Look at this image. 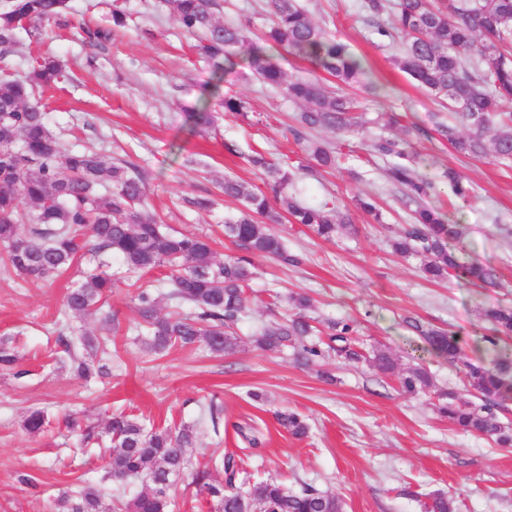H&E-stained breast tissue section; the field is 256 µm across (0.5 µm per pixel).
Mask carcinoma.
Wrapping results in <instances>:
<instances>
[{"label": "carcinoma", "mask_w": 512, "mask_h": 512, "mask_svg": "<svg viewBox=\"0 0 512 512\" xmlns=\"http://www.w3.org/2000/svg\"><path fill=\"white\" fill-rule=\"evenodd\" d=\"M180 30L200 38L197 49L219 72L235 64L239 53L252 76L280 90L303 110L292 128L295 139L325 128L341 135L355 133L365 124L359 100L347 89L365 75L363 62L347 44L314 23L298 0H270L273 19L259 40L233 24L214 18L216 0H167ZM68 0H8L0 7V46L18 42L20 32L37 40L48 35L47 25L68 10ZM371 32L379 40L397 36L405 43L395 64L416 86L448 105L467 128L441 124L437 132L458 153L473 158L488 154L504 164L512 162V0H362ZM284 49L309 61L336 79L332 91L316 77L287 80L273 60V52ZM61 75L60 62L43 57L23 77L0 76V245L4 264L18 276L49 281L66 272L78 259L82 242L94 240L91 251L116 256L133 270L169 269L171 288L165 296L173 310L159 311L157 297L148 288L139 289L136 311L150 333L147 347L163 353L174 347L202 345L213 353L234 348L230 330L250 311L248 290L254 278L253 257L264 256L285 264L298 258L288 254L282 237L272 225L282 223L287 213L291 224H304L318 236L333 238L340 225L350 223L326 201L302 203L288 194L297 182V168L270 162L258 150L248 162L265 176L267 192H256L245 183L224 178V197L240 202L237 211L224 217V234L245 255L219 263L208 237L171 232L158 223L150 210L143 175L137 167L126 170L107 164L96 151H65L49 128L46 113L36 95L55 84ZM419 128L403 127L405 138L378 136L370 151L390 158L386 182L415 204L411 223L391 239L393 251L420 261L429 281L464 278L479 288L498 287L496 268L491 264L458 263L455 251L461 232L445 222L442 213L421 204L433 190L423 178L416 161L404 149L405 139ZM309 154L321 168L339 166L338 152L311 142ZM448 191L459 201L474 196L472 184L463 175L443 173ZM282 206L277 211L273 203ZM117 284L104 271L90 273L85 282L69 291L65 307L74 315L102 309ZM293 313L272 321L257 332L254 343L265 350L289 347L304 365L316 363L333 353L348 362L364 358L356 345L355 321L328 320L310 315L311 299L301 293L289 296ZM482 325L474 329L476 342L485 344L493 358L489 364L463 362L464 381L470 398L455 391L437 396L438 414L454 426L490 438L504 447L512 445V429L497 418L507 398L512 397V301H498L481 312ZM423 345L452 361L460 359L458 336L426 327L416 319L406 320ZM78 377L89 380L108 374L104 360L111 357L104 339L92 332L80 338L82 353L74 342L59 339ZM12 340H0V370L13 369L19 355ZM373 364L383 374L397 377L407 394L432 386L429 373L412 364L399 368L398 358L386 349L373 354ZM278 424L292 436L307 435L306 420L295 412L276 413ZM112 450L108 475L118 482L149 477L147 488L130 499L116 496L109 507L89 486L66 491L55 500L57 512H169L172 478L190 468L186 448L192 445L193 430L184 426L147 429L124 414L112 415L105 427ZM216 465L224 479L210 470L192 472L196 496L215 506V512H342V501L304 483L290 491L270 477L253 483L231 452ZM427 512H456L452 499L434 493Z\"/></svg>", "instance_id": "cac0c4a2"}]
</instances>
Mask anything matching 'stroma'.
<instances>
[{
	"label": "stroma",
	"instance_id": "35a3bbf8",
	"mask_svg": "<svg viewBox=\"0 0 512 512\" xmlns=\"http://www.w3.org/2000/svg\"><path fill=\"white\" fill-rule=\"evenodd\" d=\"M217 21L234 23L258 35L268 25L266 0H217ZM313 21L349 45L361 57L376 90H356L371 118L368 129L343 138L317 130L313 139L341 149L336 171L311 165L305 146L290 128L300 107L253 79L244 63L215 73L197 50V37L175 25L165 0H70L67 18L51 37H21L0 54V73L24 74L40 57L64 63L62 77L44 91L41 104L49 127L65 148L90 147L109 164H135L146 177L149 202L172 229L208 234L217 261L239 250L224 234V216L235 211L221 200L208 211L194 199L214 195L224 178L264 187L262 175L246 156L265 151L276 162L306 166L296 184L308 204L335 201L350 214L351 224L333 239L318 237L309 227L283 223L277 230L295 266L255 258L257 276L249 317L234 329L236 345L216 355L205 348L150 352L147 333L136 329L138 287L166 291L168 270L134 272L116 257L84 256L50 283H24L0 265V338H11L20 360L0 371V512H51L60 493L79 485L133 494L142 480L112 482L103 456L109 439L108 417L134 416L147 427L191 425L195 438L187 453L194 466H208L223 479L214 462L232 452L258 482L274 476L297 490L308 483L339 496L344 512H426L431 494L453 497L457 512H512V447H503L475 433L458 430L435 408L439 391H462L460 363L419 351L420 340L405 324L412 317L423 324L456 333L463 361L486 363L470 330L481 308L512 297V165L494 158L458 154L435 132L436 121H451L448 109L414 86L394 63L403 42L372 38L357 0H301ZM121 5L126 24L114 28L112 10ZM113 29L111 40L92 44L87 31ZM235 95L247 103V117L225 112L222 98ZM210 113L211 127H193L189 113ZM400 114L403 124L420 129L407 150L420 173L435 185L424 205L440 210L460 225L456 255L460 264L490 262L499 285L482 289L454 278L434 284L422 278L417 259L393 254L388 239L407 224L409 207L401 193L387 185L385 160L369 155L371 137L396 136L388 123ZM465 175L475 187L469 206L453 205L446 170ZM358 195L377 196L385 222L355 209ZM103 268L116 280L103 320L95 313L64 315L65 295L84 282L88 272ZM307 293L313 316L353 319L366 355L349 363L328 359L322 366L297 364L291 353L262 350L252 337L258 327L280 315L273 293ZM110 333L112 373L84 382L75 377L59 340L79 339L83 332ZM390 350L401 365L420 363L431 375L432 392L407 395L395 378L379 373L368 357ZM331 371L324 382L319 369ZM263 393L262 401L250 392ZM218 403V423L206 418ZM43 410L40 434L23 427L28 412ZM306 416L310 431L296 438L276 422L279 411ZM77 413L81 428L65 427V414ZM258 427L262 444L247 447L236 426ZM33 485L19 482V475Z\"/></svg>",
	"mask_w": 512,
	"mask_h": 512
}]
</instances>
